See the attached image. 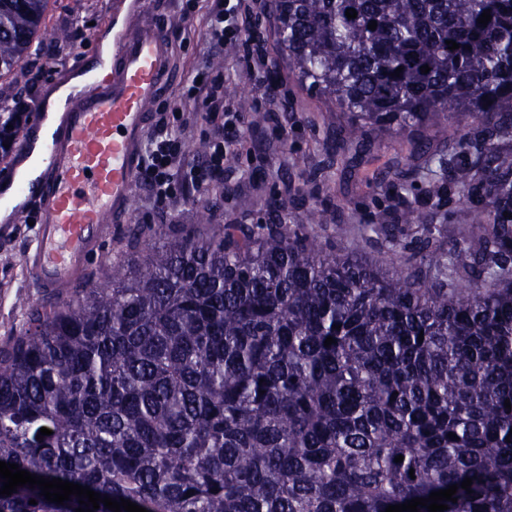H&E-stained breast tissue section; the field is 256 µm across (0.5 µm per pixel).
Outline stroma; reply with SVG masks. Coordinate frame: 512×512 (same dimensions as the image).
I'll return each instance as SVG.
<instances>
[{"instance_id":"stroma-1","label":"stroma","mask_w":512,"mask_h":512,"mask_svg":"<svg viewBox=\"0 0 512 512\" xmlns=\"http://www.w3.org/2000/svg\"><path fill=\"white\" fill-rule=\"evenodd\" d=\"M113 2L53 0L46 25L62 38L0 80V111L22 112L28 125L43 124L46 115L37 105L45 91L66 82L79 61L102 63L101 39L112 26ZM259 2L263 10L245 44L215 48L203 24L214 0H147L148 16L166 30L171 54V80L151 110L178 106L184 112L180 173L203 163L209 143L220 134L232 145L231 160L209 190L184 184L179 198L164 208L144 182H137L128 222L111 226L101 251L89 261L90 272L127 257V237L134 231L144 248L175 229L206 236L216 224H268L275 218L303 225L306 233L339 252L389 263L385 243L369 227L391 218L397 201L384 196L371 177L357 179L327 165L326 134L344 124L345 116L334 101L290 76L269 0ZM257 57L262 66L254 65ZM218 74L226 77L225 98L242 107L237 126L222 133L206 119L203 103L182 98L194 80ZM314 209L325 213L326 223H309ZM37 212L28 203L12 222L0 223V341L25 331L26 309L38 300L23 263L35 239Z\"/></svg>"}]
</instances>
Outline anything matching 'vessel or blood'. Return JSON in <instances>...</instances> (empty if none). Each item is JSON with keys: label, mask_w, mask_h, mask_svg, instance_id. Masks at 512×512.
Segmentation results:
<instances>
[{"label": "vessel or blood", "mask_w": 512, "mask_h": 512, "mask_svg": "<svg viewBox=\"0 0 512 512\" xmlns=\"http://www.w3.org/2000/svg\"><path fill=\"white\" fill-rule=\"evenodd\" d=\"M115 39L118 50L106 85L86 94L94 74L81 71L59 126L49 134L30 127L22 133L21 154H38L42 170L26 178L10 168L0 171V200L12 193L38 204L36 243L25 266L49 301L63 299L84 277L110 225L127 222L149 109L169 75L163 27L124 17Z\"/></svg>", "instance_id": "1"}]
</instances>
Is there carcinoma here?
<instances>
[{
	"label": "carcinoma",
	"instance_id": "obj_1",
	"mask_svg": "<svg viewBox=\"0 0 512 512\" xmlns=\"http://www.w3.org/2000/svg\"><path fill=\"white\" fill-rule=\"evenodd\" d=\"M50 3L0 0V79ZM270 11L292 74L346 114L331 160L354 173L388 134L379 187L433 164L453 189L429 192L435 208L469 201L473 222L455 242L431 218L409 234L420 203L402 198L405 218L376 230L410 253L396 269L286 223L185 232L112 264L29 306L0 346V461L149 512H385L467 477L445 512H512V0ZM22 119L0 113L1 151ZM438 121L446 143L427 139ZM78 507L37 486L0 495V512Z\"/></svg>",
	"mask_w": 512,
	"mask_h": 512
}]
</instances>
